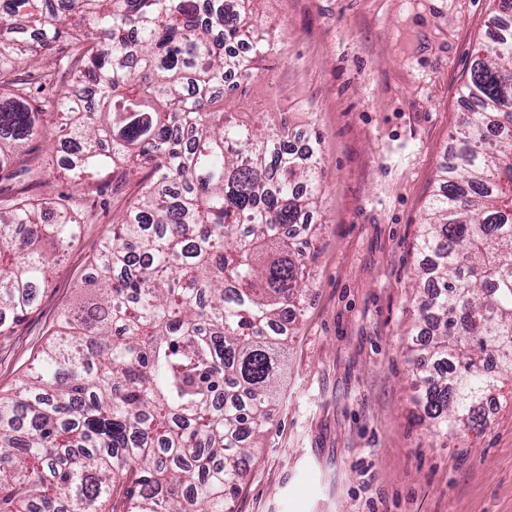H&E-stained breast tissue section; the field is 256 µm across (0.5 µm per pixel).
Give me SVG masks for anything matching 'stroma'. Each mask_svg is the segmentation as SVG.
Segmentation results:
<instances>
[{
    "mask_svg": "<svg viewBox=\"0 0 512 512\" xmlns=\"http://www.w3.org/2000/svg\"><path fill=\"white\" fill-rule=\"evenodd\" d=\"M497 0H255L275 37L245 112L321 134L313 279L289 343L280 405L243 474L235 512H512V403L482 434L438 438L418 420L410 299L427 259L417 235L463 116L462 87ZM28 165L0 174V209L78 193V239L47 288L0 336V391L79 303L100 239L139 194L104 174L82 189Z\"/></svg>",
    "mask_w": 512,
    "mask_h": 512,
    "instance_id": "stroma-1",
    "label": "stroma"
}]
</instances>
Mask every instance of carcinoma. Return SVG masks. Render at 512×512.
<instances>
[{"mask_svg":"<svg viewBox=\"0 0 512 512\" xmlns=\"http://www.w3.org/2000/svg\"><path fill=\"white\" fill-rule=\"evenodd\" d=\"M253 2L0 0V172L49 137L80 179L143 175L91 304L0 394V512H233L307 286L292 229L322 189L314 127L299 154L286 121L227 110L271 47ZM497 2L418 235L417 403L448 436L482 432L512 379V0ZM78 229L70 196L0 210V336Z\"/></svg>","mask_w":512,"mask_h":512,"instance_id":"cac0c4a2","label":"carcinoma"}]
</instances>
